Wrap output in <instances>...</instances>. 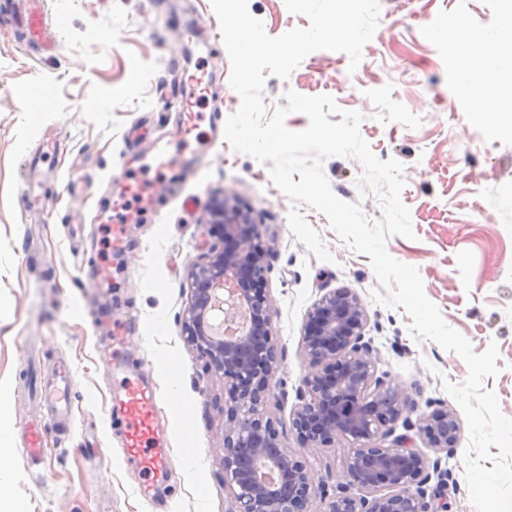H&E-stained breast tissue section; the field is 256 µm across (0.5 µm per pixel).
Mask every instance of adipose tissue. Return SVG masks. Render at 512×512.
<instances>
[{
  "label": "adipose tissue",
  "instance_id": "adipose-tissue-1",
  "mask_svg": "<svg viewBox=\"0 0 512 512\" xmlns=\"http://www.w3.org/2000/svg\"><path fill=\"white\" fill-rule=\"evenodd\" d=\"M512 42V0L500 26L457 44L458 69L463 91L476 109L492 117L498 127L512 133V65L491 66L493 48Z\"/></svg>",
  "mask_w": 512,
  "mask_h": 512
}]
</instances>
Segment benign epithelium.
<instances>
[{
    "label": "benign epithelium",
    "instance_id": "benign-epithelium-1",
    "mask_svg": "<svg viewBox=\"0 0 512 512\" xmlns=\"http://www.w3.org/2000/svg\"><path fill=\"white\" fill-rule=\"evenodd\" d=\"M219 229L205 261L192 266V298L183 314L187 341L224 379V485L233 492L231 512H311L323 490L322 477L296 457L263 412L282 360L271 329L266 261L272 250L249 212L224 197L208 212L205 233ZM368 315L356 293L338 288L308 311L302 348L311 372L298 393L291 431L302 448L352 444L345 483L327 512H446V497L429 490L431 478L446 486L442 458L428 462L414 438L450 455L460 426L456 416L437 408L416 421L408 395L376 375L377 351L365 339ZM404 419L406 430L392 437Z\"/></svg>",
    "mask_w": 512,
    "mask_h": 512
}]
</instances>
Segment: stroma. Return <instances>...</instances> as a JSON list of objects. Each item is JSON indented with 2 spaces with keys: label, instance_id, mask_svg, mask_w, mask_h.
I'll use <instances>...</instances> for the list:
<instances>
[{
  "label": "stroma",
  "instance_id": "35a3bbf8",
  "mask_svg": "<svg viewBox=\"0 0 512 512\" xmlns=\"http://www.w3.org/2000/svg\"><path fill=\"white\" fill-rule=\"evenodd\" d=\"M380 18L357 68L341 52L309 54L288 79L267 76L264 103L274 113L286 90L332 96L363 114L360 132L380 160L403 165L401 194L415 239L387 238L389 254L418 269L426 296L475 352L497 344L498 374L484 390L512 417V135L477 112L458 82L447 34L497 28L504 0H379ZM48 49L28 47L11 11H0V423L10 468L0 478V512L12 500L29 512H230L224 486V381L186 341L182 315L190 270L211 243L202 224L211 202L231 196L250 212L273 249L265 273L273 328L283 351L265 413L290 450L325 479V512L345 466L349 443L299 447L291 420L310 368L302 355L306 316L326 292L349 288L368 313L366 335L378 374L404 390L414 415L460 407L446 384L462 385L463 359L437 343L415 341L403 309L377 303L369 256L355 253L324 214L303 208L332 255L322 261L292 234L290 199L253 157L201 126L199 156L179 175L133 164L157 142H178L173 106L184 73L210 74L219 101L200 111L235 113L230 61L210 0H46ZM269 35L308 26L285 0H248ZM57 149L43 153L45 130ZM151 184L159 196L148 217L123 225V245L97 222L112 171ZM333 193L382 217L374 192H361L363 166L353 157L322 164ZM41 205L30 209L27 181ZM73 379L70 407L48 417L42 387L60 372ZM158 392L156 432L169 450L149 494L126 463L113 430L123 377ZM192 407L182 419L175 404ZM41 427L42 457L27 458L24 428ZM469 430L448 458L450 512H475L464 474Z\"/></svg>",
  "mask_w": 512,
  "mask_h": 512
}]
</instances>
